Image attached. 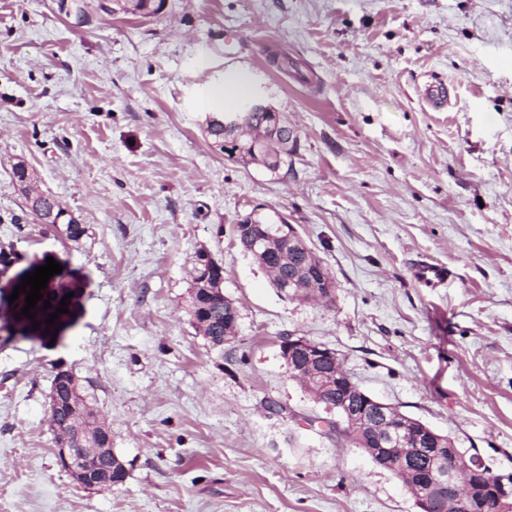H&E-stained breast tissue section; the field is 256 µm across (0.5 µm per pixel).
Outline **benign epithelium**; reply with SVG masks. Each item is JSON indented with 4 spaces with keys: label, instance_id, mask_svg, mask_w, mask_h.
Wrapping results in <instances>:
<instances>
[{
    "label": "benign epithelium",
    "instance_id": "7a95c632",
    "mask_svg": "<svg viewBox=\"0 0 512 512\" xmlns=\"http://www.w3.org/2000/svg\"><path fill=\"white\" fill-rule=\"evenodd\" d=\"M265 115L268 122L262 129L273 126L292 131L281 114L258 100L244 102L231 115H224V131L233 138L214 143L224 149L230 141L246 142L252 147L253 162L270 165L266 136L254 134L255 116ZM278 234L288 241V250L303 258L295 276L288 280L282 292L307 299L332 298L335 282L325 275L323 264L304 242L291 224H282ZM281 355L288 368V377L303 384L307 390L329 388L338 382L345 386L347 394L363 396V408H349V402L328 409L336 410L346 430L358 431L362 441H370L369 451L387 467L401 471L409 480L408 487L415 491V505L419 512H486L485 494L494 493L497 507L509 508L512 500V477L500 475L496 483L488 482V467L481 461L461 455L453 441H444L429 426L414 421L394 406L365 393L344 369L335 351L304 336H287L281 342ZM101 451L96 445L82 444L78 448L65 445L57 449V456L64 471L81 486L106 491L119 483L112 469L99 473L89 467L78 468L77 462L86 455Z\"/></svg>",
    "mask_w": 512,
    "mask_h": 512
}]
</instances>
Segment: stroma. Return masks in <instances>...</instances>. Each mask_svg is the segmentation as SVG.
Returning a JSON list of instances; mask_svg holds the SVG:
<instances>
[{
    "label": "stroma",
    "mask_w": 512,
    "mask_h": 512,
    "mask_svg": "<svg viewBox=\"0 0 512 512\" xmlns=\"http://www.w3.org/2000/svg\"><path fill=\"white\" fill-rule=\"evenodd\" d=\"M236 74L297 132L279 171L205 135L197 96ZM434 78L439 110L419 94ZM20 160L80 241L26 209ZM251 214L295 227L330 300L272 284L233 232ZM1 246L0 313L50 257L75 294L57 335L0 331V512H417L328 434L335 412L288 377V335L512 472V0H165L80 29L53 0H0ZM202 251L239 311L221 347L189 315ZM420 257L447 282H417ZM60 369L110 427L123 484L87 490L58 466Z\"/></svg>",
    "instance_id": "35a3bbf8"
}]
</instances>
